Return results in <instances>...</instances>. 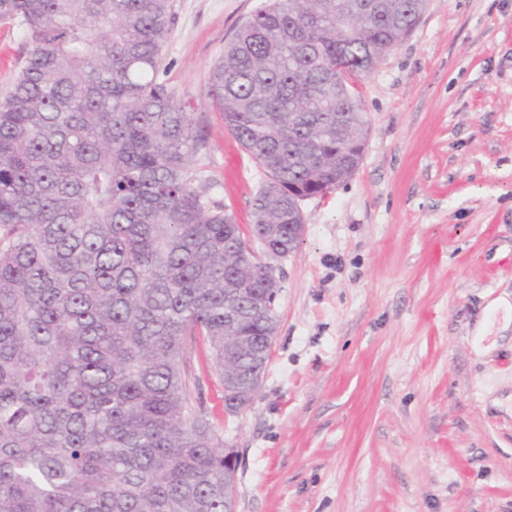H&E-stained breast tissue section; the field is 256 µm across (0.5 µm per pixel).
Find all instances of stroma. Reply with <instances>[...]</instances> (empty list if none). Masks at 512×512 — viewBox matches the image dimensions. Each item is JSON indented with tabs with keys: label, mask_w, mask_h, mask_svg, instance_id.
Masks as SVG:
<instances>
[{
	"label": "stroma",
	"mask_w": 512,
	"mask_h": 512,
	"mask_svg": "<svg viewBox=\"0 0 512 512\" xmlns=\"http://www.w3.org/2000/svg\"><path fill=\"white\" fill-rule=\"evenodd\" d=\"M170 84L201 118L213 197L249 225L266 180L206 95L261 0H174ZM363 162L303 201L275 269L277 332L254 402L224 415L207 345L199 396L240 456L237 512H512V0H428L357 81Z\"/></svg>",
	"instance_id": "stroma-1"
}]
</instances>
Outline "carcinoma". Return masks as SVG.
<instances>
[{
  "instance_id": "carcinoma-1",
  "label": "carcinoma",
  "mask_w": 512,
  "mask_h": 512,
  "mask_svg": "<svg viewBox=\"0 0 512 512\" xmlns=\"http://www.w3.org/2000/svg\"><path fill=\"white\" fill-rule=\"evenodd\" d=\"M427 0H266L206 96L266 181L252 223L294 249L301 198L362 161L346 76ZM174 0H0L29 46L0 93V512H224V448L186 363L264 367L274 269L211 197L202 122L165 79Z\"/></svg>"
}]
</instances>
